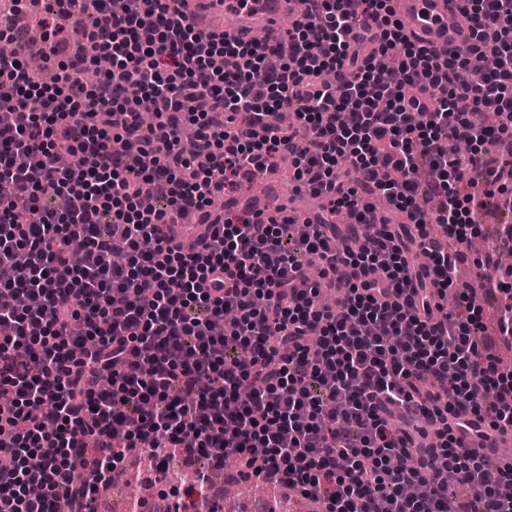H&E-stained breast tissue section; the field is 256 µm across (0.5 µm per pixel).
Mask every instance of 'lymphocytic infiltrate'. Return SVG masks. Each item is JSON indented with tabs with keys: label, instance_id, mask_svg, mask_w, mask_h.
Here are the masks:
<instances>
[{
	"label": "lymphocytic infiltrate",
	"instance_id": "lymphocytic-infiltrate-1",
	"mask_svg": "<svg viewBox=\"0 0 512 512\" xmlns=\"http://www.w3.org/2000/svg\"><path fill=\"white\" fill-rule=\"evenodd\" d=\"M184 2L11 0L0 19V451L16 460L0 503L95 512L124 451L176 448L199 484L232 460L322 512H512V465L455 434L471 417L512 434V372L476 344L479 308L443 305L462 259L449 242L471 239L485 195L512 213V0H466L472 41L446 60L403 34L390 0H301L275 61L207 35ZM79 13L91 24L71 27ZM367 13L382 33L364 59ZM34 40L51 83L27 73L18 45ZM104 59L95 83L79 77ZM451 139L467 152L448 155ZM284 156L322 201L304 233L290 216L211 211ZM187 212L202 252L178 239ZM502 252L511 224L475 286L512 343ZM448 473L468 490L453 503Z\"/></svg>",
	"mask_w": 512,
	"mask_h": 512
}]
</instances>
